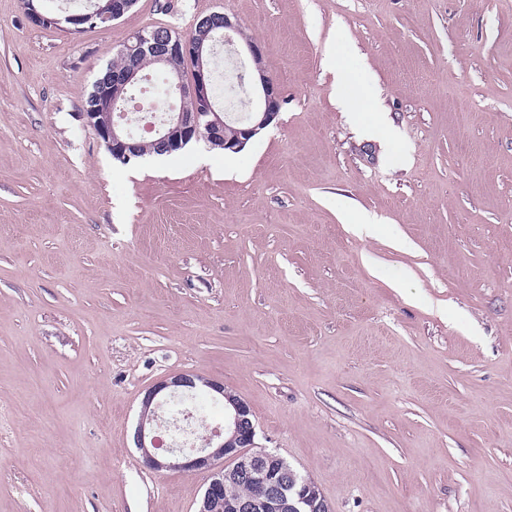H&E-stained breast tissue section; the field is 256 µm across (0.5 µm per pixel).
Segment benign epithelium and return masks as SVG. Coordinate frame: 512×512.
Here are the masks:
<instances>
[{
	"instance_id": "benign-epithelium-1",
	"label": "benign epithelium",
	"mask_w": 512,
	"mask_h": 512,
	"mask_svg": "<svg viewBox=\"0 0 512 512\" xmlns=\"http://www.w3.org/2000/svg\"><path fill=\"white\" fill-rule=\"evenodd\" d=\"M136 4L137 0H93L86 13L49 18L36 8L34 0H23L31 24L59 29L65 24L72 33L118 20ZM220 32L224 33L234 56L245 64L244 77L251 96L250 114L244 127L238 130L235 139L228 141L224 139L225 111L218 107L212 93V45ZM119 53L125 57V65L108 68L97 79L89 111L82 112V116L95 128L112 158L122 163L143 156L140 142L115 121V116L120 94L141 78L145 59L169 73L176 99L161 124L152 128L159 155L199 140L240 151L273 124L281 111V92L263 65V47L243 37L240 23L224 12L214 11L199 17L186 36L174 34L168 28L142 29L122 45ZM183 59L192 64L193 76L188 82L176 66ZM202 388L207 389L212 399L222 402L224 425L215 426L200 446L188 447L183 442L160 448L159 408L179 395ZM255 436L251 409L243 398L227 395L222 382L191 372H178L146 391L134 430V445L141 451L144 463L153 470L208 473L196 512H330L325 499L315 493V482L308 478L297 484L296 473L285 465L281 456L255 446ZM242 480L259 483L262 497L246 499L224 494L225 483Z\"/></svg>"
}]
</instances>
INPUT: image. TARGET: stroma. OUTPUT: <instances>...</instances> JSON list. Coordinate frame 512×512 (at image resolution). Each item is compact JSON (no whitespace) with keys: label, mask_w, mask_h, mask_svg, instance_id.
<instances>
[{"label":"stroma","mask_w":512,"mask_h":512,"mask_svg":"<svg viewBox=\"0 0 512 512\" xmlns=\"http://www.w3.org/2000/svg\"><path fill=\"white\" fill-rule=\"evenodd\" d=\"M213 11L262 44L277 123L114 160L99 73ZM339 49L392 140L338 106ZM183 371L331 512H512V0H138L80 34L0 0V512H195L207 473L133 442Z\"/></svg>","instance_id":"stroma-1"}]
</instances>
